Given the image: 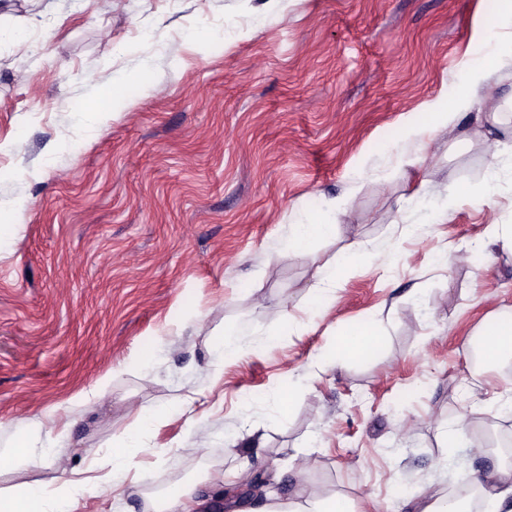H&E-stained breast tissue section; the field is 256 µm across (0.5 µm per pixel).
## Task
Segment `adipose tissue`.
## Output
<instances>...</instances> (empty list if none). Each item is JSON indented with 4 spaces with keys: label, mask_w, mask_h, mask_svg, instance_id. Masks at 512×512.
Returning <instances> with one entry per match:
<instances>
[{
    "label": "adipose tissue",
    "mask_w": 512,
    "mask_h": 512,
    "mask_svg": "<svg viewBox=\"0 0 512 512\" xmlns=\"http://www.w3.org/2000/svg\"><path fill=\"white\" fill-rule=\"evenodd\" d=\"M499 68L497 49H490L484 61L465 62L468 90L457 102L461 111L472 110L475 103L498 99L499 83L495 74ZM483 359L497 363L512 359V316L488 322L480 332ZM56 481L52 488L28 483L0 488V512H75L79 498L93 479L70 468L63 457H55Z\"/></svg>",
    "instance_id": "obj_1"
}]
</instances>
